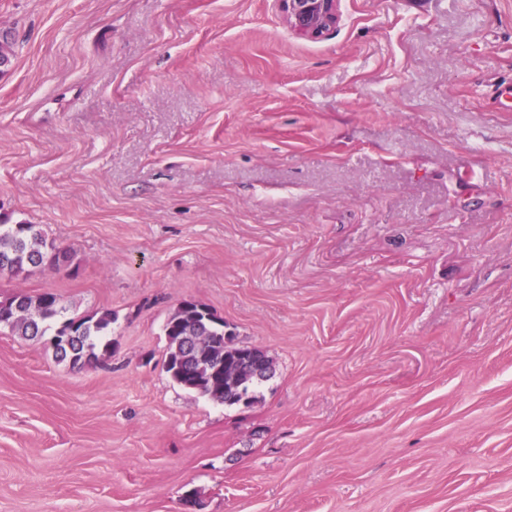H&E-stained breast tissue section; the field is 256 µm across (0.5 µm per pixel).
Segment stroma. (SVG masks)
I'll use <instances>...</instances> for the list:
<instances>
[{
	"label": "stroma",
	"mask_w": 512,
	"mask_h": 512,
	"mask_svg": "<svg viewBox=\"0 0 512 512\" xmlns=\"http://www.w3.org/2000/svg\"><path fill=\"white\" fill-rule=\"evenodd\" d=\"M0 280L116 317L82 370L0 331V512H512V0H0ZM211 308L251 405L164 369ZM290 28L300 37L318 39L336 25L338 0H278ZM61 252L37 224H0V279L57 269Z\"/></svg>",
	"instance_id": "1"
}]
</instances>
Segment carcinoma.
Instances as JSON below:
<instances>
[{
  "instance_id": "carcinoma-1",
  "label": "carcinoma",
  "mask_w": 512,
  "mask_h": 512,
  "mask_svg": "<svg viewBox=\"0 0 512 512\" xmlns=\"http://www.w3.org/2000/svg\"><path fill=\"white\" fill-rule=\"evenodd\" d=\"M60 266V251L47 240L37 224H0V277L28 275L35 270ZM61 297L52 289L35 296L18 293L0 300V329L34 340L52 333L55 358L74 368H83L99 360L98 347L108 348L115 317L110 309L90 315L67 317ZM166 372L185 389L196 391L210 400L224 404L239 403L231 395L226 381L229 370L236 371L239 387L252 397L259 379L240 370L237 347L224 336V322L206 306L181 304L166 320ZM223 362L222 369L199 360L202 351Z\"/></svg>"
}]
</instances>
